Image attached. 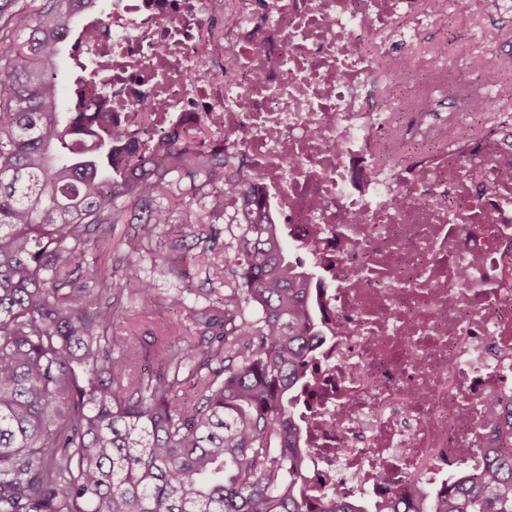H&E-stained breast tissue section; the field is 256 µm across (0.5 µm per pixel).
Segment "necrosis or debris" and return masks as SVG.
<instances>
[{
	"label": "necrosis or debris",
	"instance_id": "necrosis-or-debris-1",
	"mask_svg": "<svg viewBox=\"0 0 512 512\" xmlns=\"http://www.w3.org/2000/svg\"><path fill=\"white\" fill-rule=\"evenodd\" d=\"M232 35L212 40L225 2ZM474 0H112L70 57L99 134L207 117L307 271L317 364L295 418L318 489L445 487L512 434V93L426 30ZM473 78L448 92L450 61ZM106 77L85 84L89 65ZM496 104L481 128L465 118ZM412 141L407 160L393 147Z\"/></svg>",
	"mask_w": 512,
	"mask_h": 512
}]
</instances>
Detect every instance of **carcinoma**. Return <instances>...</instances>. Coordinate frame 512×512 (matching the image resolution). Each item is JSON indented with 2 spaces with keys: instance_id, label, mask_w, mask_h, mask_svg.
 I'll return each mask as SVG.
<instances>
[{
  "instance_id": "1",
  "label": "carcinoma",
  "mask_w": 512,
  "mask_h": 512,
  "mask_svg": "<svg viewBox=\"0 0 512 512\" xmlns=\"http://www.w3.org/2000/svg\"><path fill=\"white\" fill-rule=\"evenodd\" d=\"M94 2L0 0V512H369L311 485L291 394L318 333L307 277L252 209L257 176L224 171L205 117L157 132L150 155L127 147L122 170V132L77 146L95 116L59 110L53 70ZM224 221V250L201 236L198 258L208 282L232 283L191 307L169 298L196 337L171 323L150 351L117 335L132 304L156 300L122 272ZM115 224L133 233L102 273L84 264L90 233ZM136 352L157 367L136 369ZM385 510L512 512V443Z\"/></svg>"
}]
</instances>
